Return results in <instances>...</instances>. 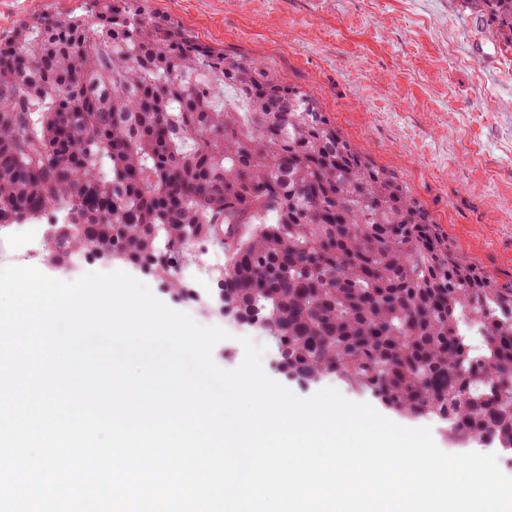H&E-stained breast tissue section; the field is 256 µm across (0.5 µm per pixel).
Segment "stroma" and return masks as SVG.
Returning a JSON list of instances; mask_svg holds the SVG:
<instances>
[{
    "label": "stroma",
    "instance_id": "35a3bbf8",
    "mask_svg": "<svg viewBox=\"0 0 512 512\" xmlns=\"http://www.w3.org/2000/svg\"><path fill=\"white\" fill-rule=\"evenodd\" d=\"M145 10L202 43L266 66L320 102L326 116L377 165L394 169L456 250L512 288V49L489 39L461 0H143ZM90 0H0V41L21 19L86 14ZM28 266L62 281L115 271L100 261L54 267L37 237L0 248V267ZM217 273L191 280L186 312L227 340L216 365L237 368L242 338H260L266 374L308 397L332 387L371 402L338 377L306 385L278 366L260 328L210 308Z\"/></svg>",
    "mask_w": 512,
    "mask_h": 512
}]
</instances>
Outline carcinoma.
<instances>
[{
	"label": "carcinoma",
	"mask_w": 512,
	"mask_h": 512,
	"mask_svg": "<svg viewBox=\"0 0 512 512\" xmlns=\"http://www.w3.org/2000/svg\"><path fill=\"white\" fill-rule=\"evenodd\" d=\"M121 2L0 42V227L59 214L49 261L109 256L178 293L172 262L231 224L224 306L268 326L294 379L512 448V289L306 90ZM462 3L512 48V0Z\"/></svg>",
	"instance_id": "carcinoma-1"
}]
</instances>
